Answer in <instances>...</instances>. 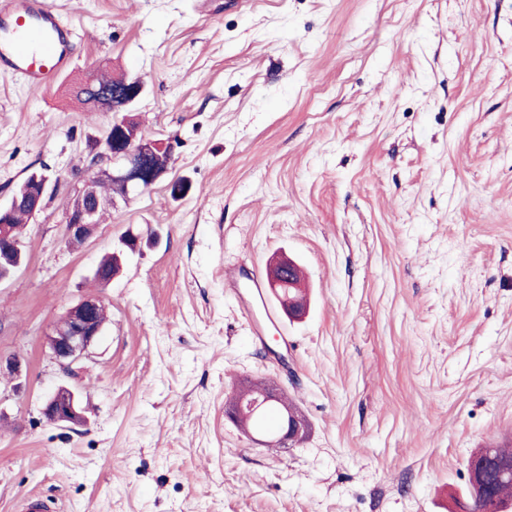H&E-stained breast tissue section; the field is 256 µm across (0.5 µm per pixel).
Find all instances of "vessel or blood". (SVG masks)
Instances as JSON below:
<instances>
[{
  "mask_svg": "<svg viewBox=\"0 0 512 512\" xmlns=\"http://www.w3.org/2000/svg\"><path fill=\"white\" fill-rule=\"evenodd\" d=\"M73 61L72 30L62 22L51 0H0V71L20 76L27 87L44 88ZM224 281L235 294L241 285H248L246 314H253L259 306L266 321H275L276 311L260 270L246 274L228 270Z\"/></svg>",
  "mask_w": 512,
  "mask_h": 512,
  "instance_id": "b4317fda",
  "label": "vessel or blood"
}]
</instances>
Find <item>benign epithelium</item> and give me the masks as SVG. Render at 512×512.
I'll use <instances>...</instances> for the list:
<instances>
[{
    "mask_svg": "<svg viewBox=\"0 0 512 512\" xmlns=\"http://www.w3.org/2000/svg\"><path fill=\"white\" fill-rule=\"evenodd\" d=\"M145 90L141 79L124 82V88L105 93L101 99L106 108L120 113L130 112ZM127 119L114 118L105 130L87 173L72 187L70 207L64 217V236L69 242H86L97 227L94 201L97 186L106 184L122 189L121 197L128 201L142 195L161 178L167 169L151 164L152 155L160 152L173 153V146L161 140L142 135L129 136L125 131ZM31 186L32 214L38 215L45 198L57 190L58 179L41 170L27 176ZM19 203L16 195L0 204V270L10 272V267L20 264L21 244L13 241L7 221ZM288 258L275 260L269 268V282L274 289L283 286V271ZM103 304L94 297H87L70 307L61 321L47 337L49 348L60 367L68 371L73 364L87 355L88 350L103 333L104 323L98 317ZM41 413L46 422L67 426L85 422L80 395L66 384H59L43 400ZM305 426L296 417L284 418L278 433V441H293L302 436ZM501 478H512V459L490 455L470 466L469 485L473 495L486 497L487 478L490 473Z\"/></svg>",
    "mask_w": 512,
    "mask_h": 512,
    "instance_id": "1",
    "label": "benign epithelium"
}]
</instances>
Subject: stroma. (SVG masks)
Masks as SVG:
<instances>
[{
	"instance_id": "1",
	"label": "stroma",
	"mask_w": 512,
	"mask_h": 512,
	"mask_svg": "<svg viewBox=\"0 0 512 512\" xmlns=\"http://www.w3.org/2000/svg\"><path fill=\"white\" fill-rule=\"evenodd\" d=\"M75 69L0 73V203L60 181L0 283V512H459L477 448H512V0H60ZM142 78L167 173L63 235L113 115L71 90ZM187 181L173 198L170 185ZM139 234L107 286L92 279ZM299 263L309 304L257 349L224 272ZM88 296L110 321L71 372L47 337ZM294 340L285 347L282 336ZM272 379L290 448L228 416ZM65 383L88 421L47 423ZM288 414L292 416H299L303 418L300 414H298L297 410L293 407L291 403L288 402ZM287 417L284 418L281 426L279 428L278 441L284 443L285 441H293L302 436L305 426L304 423L296 417Z\"/></svg>"
}]
</instances>
